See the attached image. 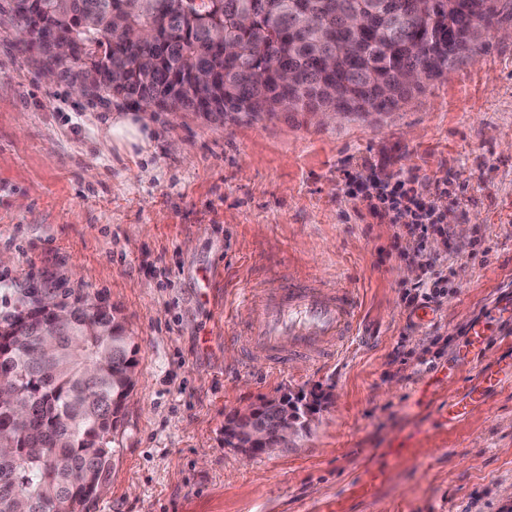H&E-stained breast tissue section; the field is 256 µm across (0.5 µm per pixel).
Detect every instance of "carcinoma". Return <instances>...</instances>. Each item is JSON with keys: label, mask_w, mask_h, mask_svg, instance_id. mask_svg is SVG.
<instances>
[{"label": "carcinoma", "mask_w": 512, "mask_h": 512, "mask_svg": "<svg viewBox=\"0 0 512 512\" xmlns=\"http://www.w3.org/2000/svg\"><path fill=\"white\" fill-rule=\"evenodd\" d=\"M30 0H11L13 21L36 48L43 67L74 84L87 80L84 67L53 51L58 34H73L99 54L93 85L109 93L108 74L126 80L115 88L129 105L171 94L176 79L197 70L214 73L212 92L224 112L252 116L282 109L330 112L341 100L347 113L385 108L413 86L406 79L419 69L438 76L462 62L458 33L472 30L471 54L492 35L502 11L488 0H207L199 10L181 0H43L44 23L29 19ZM373 8L367 32L347 27V10ZM304 16L301 28L295 16ZM240 52L224 56L214 48L218 32ZM286 60L294 79L278 91L268 74L273 56ZM155 60L148 67L146 62ZM336 64L334 75L323 63ZM51 288H25L13 310L0 313V339L11 351L0 354V379L15 393V404H0V512H91L97 496L73 491V479L110 475L112 430L121 400L134 385L136 348L108 307L87 297L62 303L73 310L71 334L54 350L36 335L39 318L28 314Z\"/></svg>", "instance_id": "1"}]
</instances>
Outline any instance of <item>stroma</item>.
Segmentation results:
<instances>
[{
	"label": "stroma",
	"mask_w": 512,
	"mask_h": 512,
	"mask_svg": "<svg viewBox=\"0 0 512 512\" xmlns=\"http://www.w3.org/2000/svg\"><path fill=\"white\" fill-rule=\"evenodd\" d=\"M501 26L383 111H152L132 154L99 134L121 100L46 80L0 26V312L48 281L112 306L138 348L92 512H512V14ZM370 168L447 182L445 234L373 219L345 188ZM431 258L448 288L408 304ZM268 274L355 290L361 335L321 367L242 362L225 333ZM301 391L321 405L287 450L225 446L232 414Z\"/></svg>",
	"instance_id": "obj_1"
}]
</instances>
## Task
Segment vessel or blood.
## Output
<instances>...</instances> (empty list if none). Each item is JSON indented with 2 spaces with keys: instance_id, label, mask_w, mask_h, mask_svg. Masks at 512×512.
Instances as JSON below:
<instances>
[{
  "instance_id": "1",
  "label": "vessel or blood",
  "mask_w": 512,
  "mask_h": 512,
  "mask_svg": "<svg viewBox=\"0 0 512 512\" xmlns=\"http://www.w3.org/2000/svg\"><path fill=\"white\" fill-rule=\"evenodd\" d=\"M244 323L232 327L229 338L242 347L264 349L275 371L296 360L314 363L335 358L356 335L361 303L350 288H325L297 276L263 278L243 290Z\"/></svg>"
}]
</instances>
